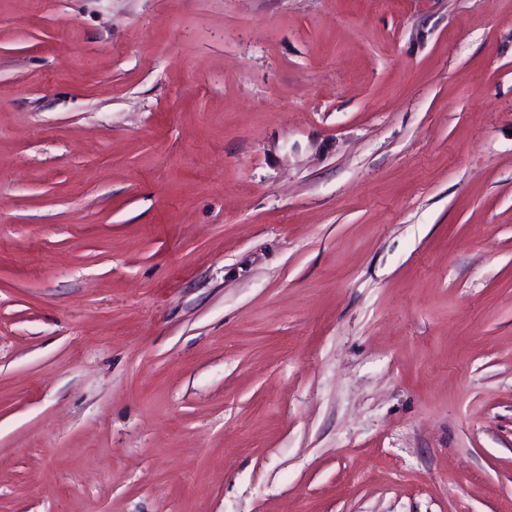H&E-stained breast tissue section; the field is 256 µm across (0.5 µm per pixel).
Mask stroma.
Returning a JSON list of instances; mask_svg holds the SVG:
<instances>
[{"mask_svg": "<svg viewBox=\"0 0 512 512\" xmlns=\"http://www.w3.org/2000/svg\"><path fill=\"white\" fill-rule=\"evenodd\" d=\"M0 512H512V0H0Z\"/></svg>", "mask_w": 512, "mask_h": 512, "instance_id": "1", "label": "stroma"}]
</instances>
